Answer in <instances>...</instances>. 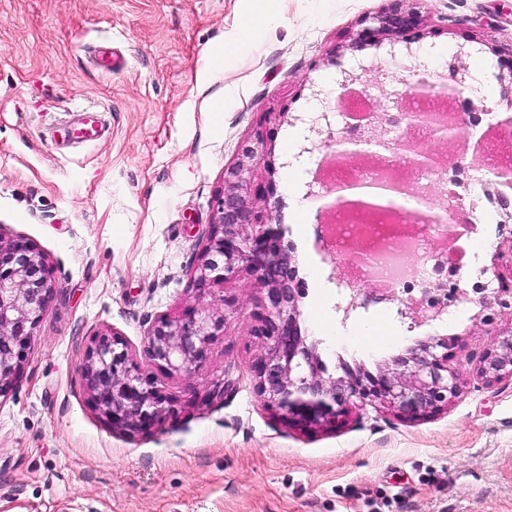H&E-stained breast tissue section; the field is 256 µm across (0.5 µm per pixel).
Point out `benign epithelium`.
<instances>
[{
    "label": "benign epithelium",
    "mask_w": 512,
    "mask_h": 512,
    "mask_svg": "<svg viewBox=\"0 0 512 512\" xmlns=\"http://www.w3.org/2000/svg\"><path fill=\"white\" fill-rule=\"evenodd\" d=\"M406 0H388L372 17L374 27L357 33L360 43L374 33L401 32L417 25L419 16L403 8ZM416 80L407 98L413 100L434 86L425 57L418 56ZM453 82L448 97L466 87L468 70L461 55L448 67ZM364 136L347 140L337 159L380 161L398 145L413 149V142L389 137L388 110L372 111L363 124ZM273 167L272 149L262 138L246 143L237 161L224 170V189L215 198L217 220L202 248L194 271L200 289H209L245 272L264 293L262 311L256 315L254 333L265 339L263 353L253 361L255 389L266 405L288 422L303 428H321L354 409L380 403L409 419L441 411L461 391L459 369L448 364V338L429 336L394 356L391 366L372 374L360 365L341 363L342 375L327 373L318 355V342L308 341L300 326L296 287L297 270L291 249L284 242L282 225L272 221L267 203L273 185L251 191L255 166ZM328 208L379 213L388 210L338 195ZM349 295L337 304L343 320L368 312L380 297L368 295L358 282L343 274ZM56 291L51 270L42 253L23 240L4 242L0 237V399L6 397L21 368L20 349L34 336ZM487 309L512 313V286L499 281L494 295L482 297ZM224 331V313L188 314L161 319L148 332L146 354L168 370L188 375L206 355L213 336ZM479 376L486 383L512 379V331L497 339L482 355ZM84 377L100 413L112 428L135 435L159 422L169 401L152 383L144 380L129 359L117 333L102 334L86 356Z\"/></svg>",
    "instance_id": "benign-epithelium-1"
}]
</instances>
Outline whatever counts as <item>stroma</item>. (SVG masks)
<instances>
[{"mask_svg":"<svg viewBox=\"0 0 512 512\" xmlns=\"http://www.w3.org/2000/svg\"><path fill=\"white\" fill-rule=\"evenodd\" d=\"M386 0H0V237L32 243L52 270L57 294L10 394L0 400V512H512V380L478 376L496 334L512 315L483 322L477 282L492 281L503 210L473 223L471 205L495 192L496 178L465 186L466 227L449 254L482 241L480 262L457 271L465 305L421 326L400 309L419 292L342 320L343 296L316 240L315 197L322 183L313 160L287 184L286 143L302 131L321 97L332 107L366 101L392 108L406 90L413 60L394 35L354 38L364 17ZM412 39L430 48L429 66L448 68L463 52L470 88L496 114L512 113V82L497 61L512 56V0H418ZM258 27L238 39L245 20ZM118 50L125 66L95 70L93 46ZM369 70L346 93L342 71ZM101 112L104 138L72 145L61 138L75 109ZM264 136L274 171V210L292 246L301 326L318 338L329 373L341 361L370 372L417 340L446 336L463 373L448 408L408 420L383 407L353 411L333 427L302 430L265 406L252 361L263 293L240 275L208 290L192 271L211 224L224 169L243 142ZM308 201L297 216L292 197ZM224 309L223 334L190 374L151 362L147 332L160 318ZM336 326L318 336L314 318ZM382 323L383 342L357 349L350 334ZM117 332L143 378L171 401L150 430L130 437L97 410L83 378L97 335Z\"/></svg>","mask_w":512,"mask_h":512,"instance_id":"1","label":"stroma"}]
</instances>
